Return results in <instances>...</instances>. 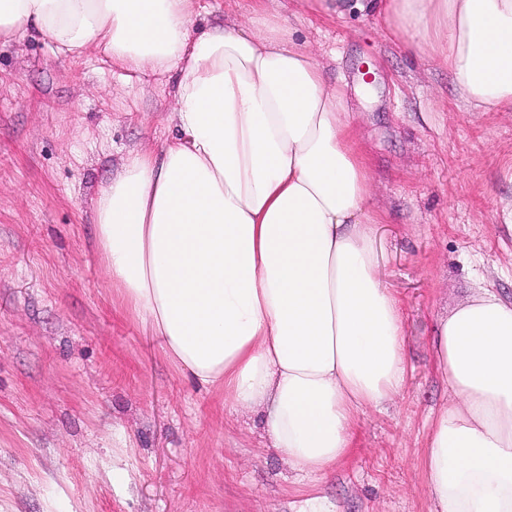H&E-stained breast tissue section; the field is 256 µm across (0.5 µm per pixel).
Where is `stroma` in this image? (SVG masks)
I'll return each mask as SVG.
<instances>
[{
    "label": "stroma",
    "instance_id": "35a3bbf8",
    "mask_svg": "<svg viewBox=\"0 0 512 512\" xmlns=\"http://www.w3.org/2000/svg\"><path fill=\"white\" fill-rule=\"evenodd\" d=\"M329 82L346 85L382 222L379 272L402 302L409 373L366 411L353 454L300 477L255 412L231 408L122 309L94 211L129 150L159 149L175 85L101 49L0 44V512H432L421 459L452 399L430 342L481 289L512 299V112H467L447 69L373 16L280 0Z\"/></svg>",
    "mask_w": 512,
    "mask_h": 512
}]
</instances>
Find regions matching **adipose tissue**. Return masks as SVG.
<instances>
[{
	"mask_svg": "<svg viewBox=\"0 0 512 512\" xmlns=\"http://www.w3.org/2000/svg\"><path fill=\"white\" fill-rule=\"evenodd\" d=\"M274 0L191 35L196 0H0V40L48 37L115 68L170 74L173 134L131 150L95 208L96 245L124 305L165 356L256 411L300 475L356 447L360 417L404 386L399 299L374 259L370 171L343 88ZM374 15L444 66L462 105H512V0H312ZM455 401L421 466L434 512H512V302L482 291L431 342Z\"/></svg>",
	"mask_w": 512,
	"mask_h": 512,
	"instance_id": "1",
	"label": "adipose tissue"
}]
</instances>
